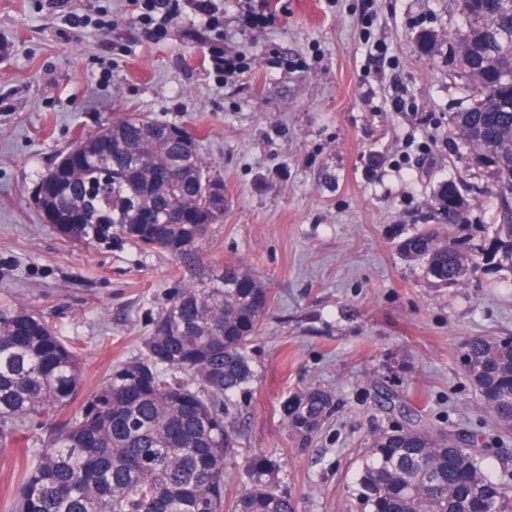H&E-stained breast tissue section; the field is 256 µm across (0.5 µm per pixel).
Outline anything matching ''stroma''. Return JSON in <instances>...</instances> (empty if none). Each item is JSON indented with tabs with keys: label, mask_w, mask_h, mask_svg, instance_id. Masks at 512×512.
<instances>
[{
	"label": "stroma",
	"mask_w": 512,
	"mask_h": 512,
	"mask_svg": "<svg viewBox=\"0 0 512 512\" xmlns=\"http://www.w3.org/2000/svg\"><path fill=\"white\" fill-rule=\"evenodd\" d=\"M222 2L224 42L240 56L225 76L206 59L214 34L180 19L147 42L134 0H0V306L32 308L75 348L81 397L139 357L173 261L129 241L70 244L34 193L112 115L183 126L224 181L212 259L248 265L271 297L248 348L254 376L225 404L237 461L275 451L268 478L297 512H359L365 448L411 416L504 449L491 471L512 489V435L460 360L467 337L512 336V288L492 270L437 286L396 248L434 221L440 182L474 177L450 120L467 95L448 76L461 24L450 0H268L265 28L246 31L237 0ZM315 388L330 405L297 430L283 406ZM33 459L23 434L0 445V512Z\"/></svg>",
	"instance_id": "35a3bbf8"
}]
</instances>
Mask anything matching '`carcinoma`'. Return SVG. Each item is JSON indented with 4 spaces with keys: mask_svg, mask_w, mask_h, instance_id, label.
Here are the masks:
<instances>
[{
    "mask_svg": "<svg viewBox=\"0 0 512 512\" xmlns=\"http://www.w3.org/2000/svg\"><path fill=\"white\" fill-rule=\"evenodd\" d=\"M461 19L448 41L456 73L470 90L453 115L468 167L485 178L494 208L492 232L477 239L462 185L438 186L440 223L399 240L441 286H460L494 267L512 275V0H452ZM181 127L136 113L113 116L62 151L49 173L52 191L36 195L44 221L85 248L129 240L169 255L182 275L151 320L144 351L112 369L77 409L78 355L23 305L0 306V442L37 422L29 441L35 463L20 479L9 512H224V481L238 469L248 482L232 512H296L288 494L265 479L275 453L235 460V434L224 399L253 378L248 344L269 306V290L253 271L213 261L208 253L224 214L212 209L219 178L197 139ZM170 165L169 183L150 180ZM148 206L157 224L140 223ZM81 224L69 222L73 212ZM461 364L495 428L512 430V336H473ZM328 396L308 389L284 407L292 427L321 420ZM63 419H58L62 413ZM496 448H466L447 432L417 423L373 438L355 478L361 512H512L495 480Z\"/></svg>",
    "mask_w": 512,
    "mask_h": 512,
    "instance_id": "obj_1",
    "label": "carcinoma"
}]
</instances>
